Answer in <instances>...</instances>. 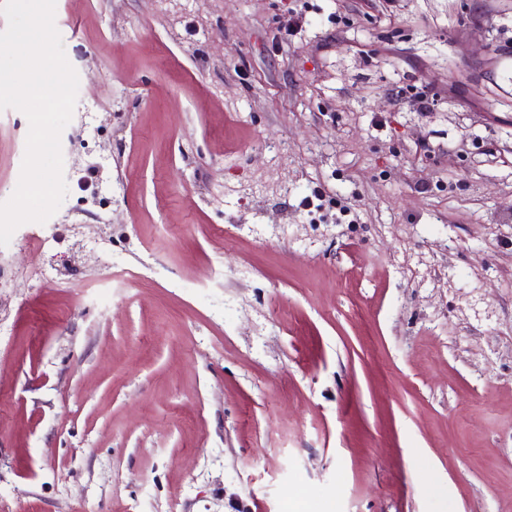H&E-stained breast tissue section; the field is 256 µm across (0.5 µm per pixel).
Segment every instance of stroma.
<instances>
[{
  "label": "stroma",
  "mask_w": 512,
  "mask_h": 512,
  "mask_svg": "<svg viewBox=\"0 0 512 512\" xmlns=\"http://www.w3.org/2000/svg\"><path fill=\"white\" fill-rule=\"evenodd\" d=\"M55 25L68 195L0 247V512H512V0ZM28 130L0 111V202Z\"/></svg>",
  "instance_id": "1"
}]
</instances>
